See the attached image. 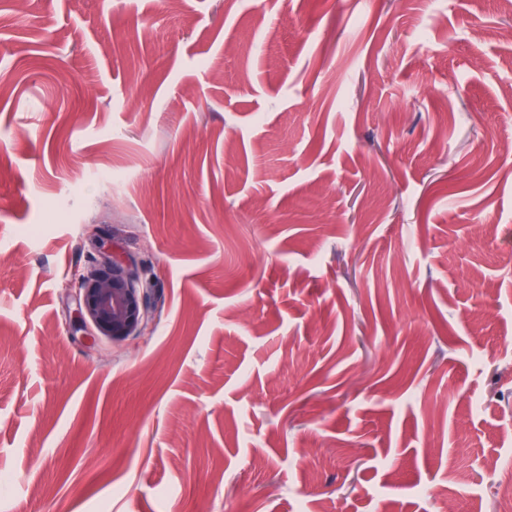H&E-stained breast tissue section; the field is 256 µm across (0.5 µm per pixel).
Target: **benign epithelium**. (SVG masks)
<instances>
[{"label": "benign epithelium", "mask_w": 512, "mask_h": 512, "mask_svg": "<svg viewBox=\"0 0 512 512\" xmlns=\"http://www.w3.org/2000/svg\"><path fill=\"white\" fill-rule=\"evenodd\" d=\"M99 231L97 226L90 231L97 238L98 257L75 274V323L88 336L121 340L139 334L148 321L149 290L129 261L112 250L111 240L99 238Z\"/></svg>", "instance_id": "1"}]
</instances>
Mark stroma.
Wrapping results in <instances>:
<instances>
[{"instance_id": "35a3bbf8", "label": "stroma", "mask_w": 512, "mask_h": 512, "mask_svg": "<svg viewBox=\"0 0 512 512\" xmlns=\"http://www.w3.org/2000/svg\"><path fill=\"white\" fill-rule=\"evenodd\" d=\"M507 142L512 0H0V512H497ZM97 249L98 257L75 274L76 325L94 339L140 334L151 313L149 290L129 261L112 250L111 240L97 239Z\"/></svg>"}]
</instances>
